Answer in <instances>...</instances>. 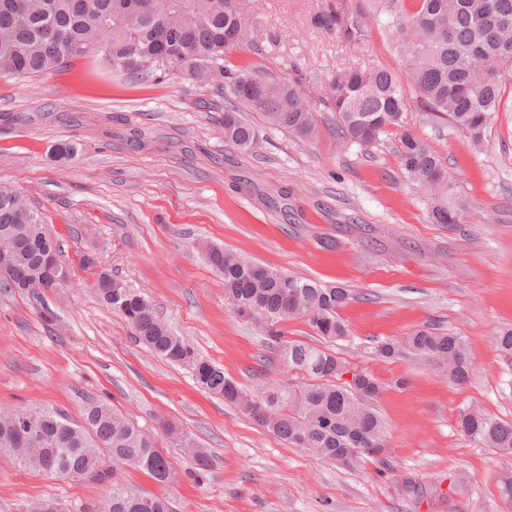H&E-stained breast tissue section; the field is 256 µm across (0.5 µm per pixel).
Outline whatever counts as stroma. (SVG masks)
I'll return each mask as SVG.
<instances>
[{
  "label": "stroma",
  "instance_id": "1",
  "mask_svg": "<svg viewBox=\"0 0 512 512\" xmlns=\"http://www.w3.org/2000/svg\"><path fill=\"white\" fill-rule=\"evenodd\" d=\"M325 0H238L255 24L230 65L298 83L317 126L303 142L260 128L248 152L224 142V96L157 70L93 75L75 60L36 79L0 77V183L19 190L62 244L66 288L43 301L0 290V412L58 409L82 420L102 401L152 431L179 472L174 512H512L500 478L512 454L483 447L457 426L476 406L512 422V363L496 335L512 326V100L474 150L420 107L407 129L441 156L465 209L435 224L404 176L394 136L364 149L336 136L320 99L343 67L404 75L382 23L364 15L356 43L314 25ZM76 154L57 158L53 145ZM207 241L302 278L350 289L340 312L349 334L332 343L348 373L384 388L382 460L350 469L319 459L202 390L188 368L139 343L93 290L96 271L142 289L161 319L242 388L288 380L286 364L229 305L224 282L197 244ZM93 254L95 270L78 267ZM56 311L44 321L43 306ZM466 339L471 374L450 383L423 359L380 358L377 341L422 327ZM179 424L215 459L200 478L161 423ZM109 486L47 478L0 454V512L54 497L67 512H105Z\"/></svg>",
  "mask_w": 512,
  "mask_h": 512
}]
</instances>
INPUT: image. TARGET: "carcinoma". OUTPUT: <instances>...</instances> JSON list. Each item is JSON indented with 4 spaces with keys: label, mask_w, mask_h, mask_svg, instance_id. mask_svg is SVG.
Instances as JSON below:
<instances>
[{
    "label": "carcinoma",
    "mask_w": 512,
    "mask_h": 512,
    "mask_svg": "<svg viewBox=\"0 0 512 512\" xmlns=\"http://www.w3.org/2000/svg\"><path fill=\"white\" fill-rule=\"evenodd\" d=\"M0 0V76L30 79L55 73L78 58L101 56L106 66L130 75L162 69L202 85L216 84L224 94V143L240 151L254 148L261 123L300 140L316 135L312 110L299 86L269 78L249 67L231 70L227 52L247 42L253 32L237 0ZM369 16L387 17L386 28L406 64V81L384 68L350 67L324 82L321 101L337 116L340 139L364 148L383 137L398 139L397 154L409 180L427 200L434 224H459L462 210L451 193L452 175L423 139L405 128L409 86L424 111L462 134L475 148L484 143L506 84L512 85V0H368ZM317 24L357 42L364 28L349 0H332ZM250 112L254 120L241 117ZM30 225L19 240L16 268L0 274V290L14 291V281H37V243L50 237L42 216L11 187L0 184V241L15 239L17 225ZM198 248L224 279L235 313L249 319L268 346L304 382L270 380L247 393L224 375L219 365L198 357L187 341L156 315L140 291L102 271L97 279L126 287L116 302L107 289L96 294L118 312L144 345L168 361L186 366L197 384L241 407L258 425L310 454L350 467L364 456L385 452L387 425L373 400L382 385L368 372L339 382L347 368L334 353L284 338L278 323L302 319L326 341L348 336L339 310L349 289L290 276L211 243ZM497 346L512 361V328L497 333ZM384 359L404 354L430 362L454 385L470 377L466 341L425 327L377 342ZM44 442L38 447L8 446L15 439L18 413H0V454L25 470L42 474L49 464L80 477L112 481L106 512H173L168 498L125 484L119 468H131L163 485L176 481V470L157 447L155 437L103 402L85 406L83 422L54 410L35 412ZM464 434L486 448L512 452V423L471 407L459 414ZM171 442L195 468L206 472L214 459L188 432L168 424ZM108 456L112 470L95 468Z\"/></svg>",
    "instance_id": "obj_1"
}]
</instances>
